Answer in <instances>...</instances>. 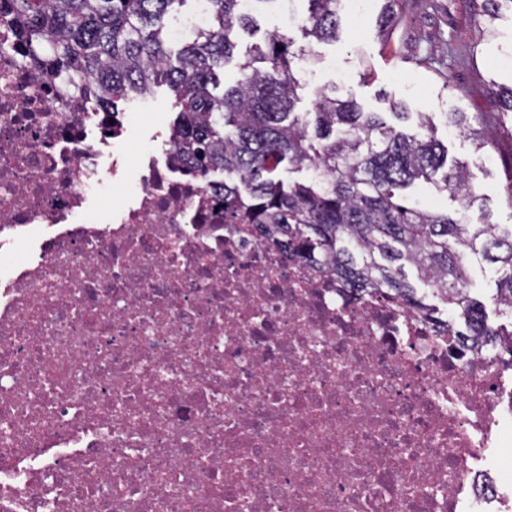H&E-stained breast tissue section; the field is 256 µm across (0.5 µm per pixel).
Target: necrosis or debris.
Returning <instances> with one entry per match:
<instances>
[{"instance_id": "obj_1", "label": "necrosis or debris", "mask_w": 512, "mask_h": 512, "mask_svg": "<svg viewBox=\"0 0 512 512\" xmlns=\"http://www.w3.org/2000/svg\"><path fill=\"white\" fill-rule=\"evenodd\" d=\"M27 59L0 0V512H512V377L224 217L164 123ZM121 199L100 202L111 190Z\"/></svg>"}]
</instances>
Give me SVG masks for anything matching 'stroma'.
Returning a JSON list of instances; mask_svg holds the SVG:
<instances>
[{
	"mask_svg": "<svg viewBox=\"0 0 512 512\" xmlns=\"http://www.w3.org/2000/svg\"><path fill=\"white\" fill-rule=\"evenodd\" d=\"M378 11L374 4L365 12L348 13L339 41L315 45V52L336 65L325 63L306 75L298 111H310L317 89L338 84L343 69L365 111H388L395 99L404 101L409 112L429 113L449 158L467 166L476 191L490 195L492 223L512 224V199L504 191L512 176V136L499 125L497 97L501 86L512 84V20L498 21L496 37L481 41L476 58L458 60L449 57V46L478 39L469 0H406L403 22L388 40L378 33ZM452 102L469 113L473 127L490 133L492 148L475 151L465 134L446 128L444 114ZM468 277L490 322L503 324L493 301L496 266L471 257Z\"/></svg>",
	"mask_w": 512,
	"mask_h": 512,
	"instance_id": "35a3bbf8",
	"label": "stroma"
}]
</instances>
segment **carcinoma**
Returning <instances> with one entry per match:
<instances>
[{
	"mask_svg": "<svg viewBox=\"0 0 512 512\" xmlns=\"http://www.w3.org/2000/svg\"><path fill=\"white\" fill-rule=\"evenodd\" d=\"M10 2L18 44L48 50L71 92L94 79L112 104L166 86L177 109L174 146L192 155L201 173H224V213L247 210L271 246L430 316L437 306L408 281L409 266L459 312L455 332L474 351L506 335L488 323L466 283L469 257L500 265L496 300L512 313V225L490 221V197L448 160L429 115H418L414 131H398L335 88L317 93L314 111H296L313 44L339 38L344 0H304L306 45L295 50L288 36L269 33L238 63L241 78L227 88L221 74L239 32L257 27L244 0H205L203 26L177 40L172 21L186 0ZM381 2L378 27L391 35L403 20L402 0ZM470 2L483 23L481 42L495 31L502 5L512 9V0ZM445 116V126L468 134L476 149L491 145L459 106ZM303 169L312 175L282 177ZM420 180L461 210L409 201L406 192Z\"/></svg>",
	"mask_w": 512,
	"mask_h": 512,
	"instance_id": "cac0c4a2",
	"label": "carcinoma"
}]
</instances>
